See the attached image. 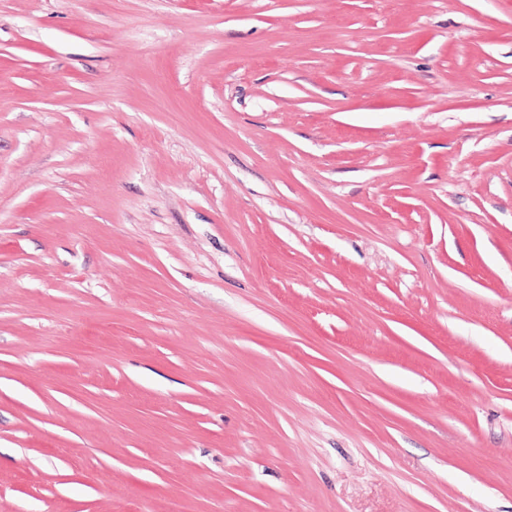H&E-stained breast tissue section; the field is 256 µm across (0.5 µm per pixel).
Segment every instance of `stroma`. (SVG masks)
I'll list each match as a JSON object with an SVG mask.
<instances>
[{
  "label": "stroma",
  "mask_w": 512,
  "mask_h": 512,
  "mask_svg": "<svg viewBox=\"0 0 512 512\" xmlns=\"http://www.w3.org/2000/svg\"><path fill=\"white\" fill-rule=\"evenodd\" d=\"M512 512V0H0V512Z\"/></svg>",
  "instance_id": "35a3bbf8"
}]
</instances>
